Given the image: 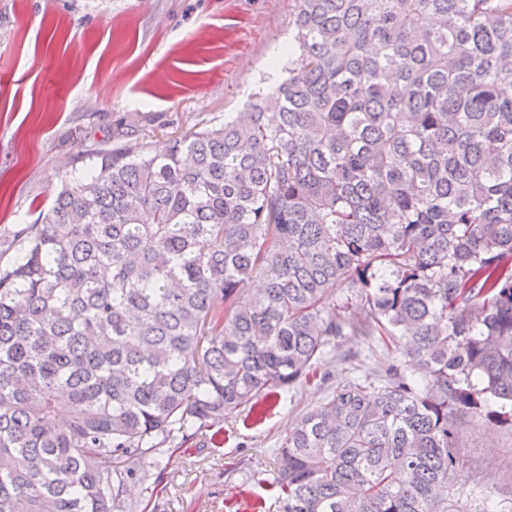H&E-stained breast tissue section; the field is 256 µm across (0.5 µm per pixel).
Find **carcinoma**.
<instances>
[{
	"mask_svg": "<svg viewBox=\"0 0 512 512\" xmlns=\"http://www.w3.org/2000/svg\"><path fill=\"white\" fill-rule=\"evenodd\" d=\"M249 111L64 177L0 267V512H124L178 438L403 340L289 428L280 512L458 508L465 415L512 422V0H297ZM357 289L336 318V283Z\"/></svg>",
	"mask_w": 512,
	"mask_h": 512,
	"instance_id": "cac0c4a2",
	"label": "carcinoma"
}]
</instances>
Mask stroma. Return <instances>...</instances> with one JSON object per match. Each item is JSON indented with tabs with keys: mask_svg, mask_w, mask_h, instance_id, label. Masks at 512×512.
I'll return each mask as SVG.
<instances>
[{
	"mask_svg": "<svg viewBox=\"0 0 512 512\" xmlns=\"http://www.w3.org/2000/svg\"><path fill=\"white\" fill-rule=\"evenodd\" d=\"M296 0H0V263L16 225L46 212L61 178L108 143L162 148L245 111L274 63L286 62ZM400 340H331L314 379L270 394L175 441L161 486L135 478L131 512H278L270 486L288 428L353 378L375 377ZM463 481L491 504L512 501V425L468 414Z\"/></svg>",
	"mask_w": 512,
	"mask_h": 512,
	"instance_id": "stroma-1",
	"label": "stroma"
}]
</instances>
